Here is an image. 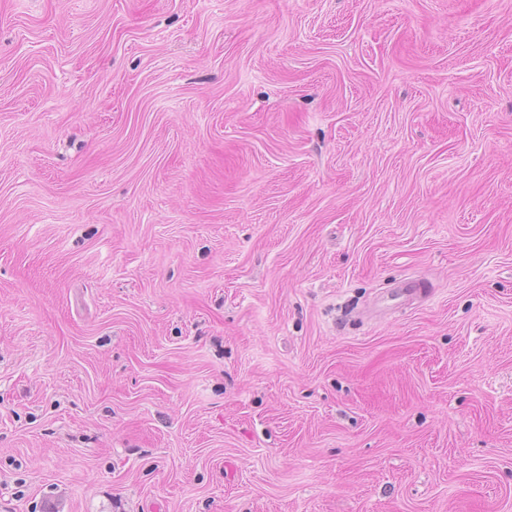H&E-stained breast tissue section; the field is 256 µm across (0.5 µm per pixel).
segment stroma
<instances>
[{
    "label": "stroma",
    "instance_id": "stroma-1",
    "mask_svg": "<svg viewBox=\"0 0 512 512\" xmlns=\"http://www.w3.org/2000/svg\"><path fill=\"white\" fill-rule=\"evenodd\" d=\"M55 498L512 512V0H0V512Z\"/></svg>",
    "mask_w": 512,
    "mask_h": 512
}]
</instances>
